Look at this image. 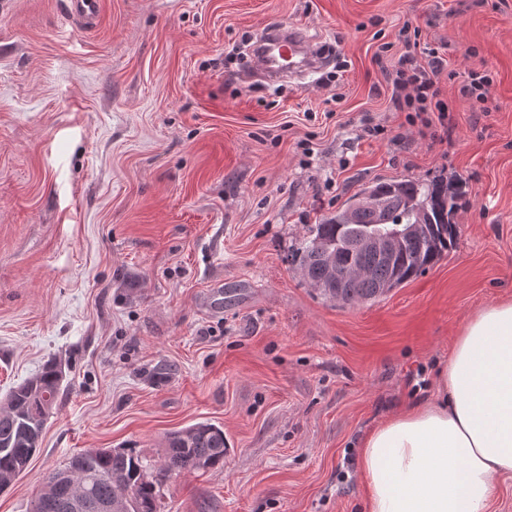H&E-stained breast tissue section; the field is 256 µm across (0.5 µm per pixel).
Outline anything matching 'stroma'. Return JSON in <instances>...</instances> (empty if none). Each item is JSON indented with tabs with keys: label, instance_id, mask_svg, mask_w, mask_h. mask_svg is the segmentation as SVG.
<instances>
[{
	"label": "stroma",
	"instance_id": "obj_1",
	"mask_svg": "<svg viewBox=\"0 0 512 512\" xmlns=\"http://www.w3.org/2000/svg\"><path fill=\"white\" fill-rule=\"evenodd\" d=\"M62 2L0 10V399L66 373L0 512L76 452L156 464L206 421L231 454L166 476L160 512H366L362 437L433 397L465 320L512 300V0H103L86 32ZM282 22L333 48L320 79L245 76L238 46ZM405 25L448 60V143L391 100ZM471 70L489 111L460 92ZM442 175L469 193L447 257L353 306L309 286L313 224Z\"/></svg>",
	"mask_w": 512,
	"mask_h": 512
}]
</instances>
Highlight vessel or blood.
I'll list each match as a JSON object with an SVG mask.
<instances>
[{"instance_id":"vessel-or-blood-1","label":"vessel or blood","mask_w":512,"mask_h":512,"mask_svg":"<svg viewBox=\"0 0 512 512\" xmlns=\"http://www.w3.org/2000/svg\"><path fill=\"white\" fill-rule=\"evenodd\" d=\"M64 19L81 30L96 28L102 14V0H64ZM322 57L298 26L288 23L261 29L250 49L253 76L268 83H279L319 71Z\"/></svg>"}]
</instances>
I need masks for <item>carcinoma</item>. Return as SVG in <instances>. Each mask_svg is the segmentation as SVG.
I'll use <instances>...</instances> for the list:
<instances>
[{"mask_svg": "<svg viewBox=\"0 0 512 512\" xmlns=\"http://www.w3.org/2000/svg\"><path fill=\"white\" fill-rule=\"evenodd\" d=\"M466 197L465 185L455 179L376 182L311 227L298 249L300 270L311 285L326 278L323 254L328 251L343 272L344 304L379 298L382 285H403L455 246L459 226L454 218ZM384 224H418L420 231L403 240L390 256L358 250L357 241L371 226ZM62 381L61 367L50 361L0 402V491L26 471L40 448ZM227 447L224 429L209 422L172 431L158 473L212 469L224 463ZM54 474L58 476L54 490L41 493L31 512H104V506L120 496L125 498L126 512H159L158 478L131 448L78 452Z\"/></svg>", "mask_w": 512, "mask_h": 512, "instance_id": "carcinoma-1", "label": "carcinoma"}]
</instances>
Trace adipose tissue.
Instances as JSON below:
<instances>
[{
  "label": "adipose tissue",
  "instance_id": "adipose-tissue-1",
  "mask_svg": "<svg viewBox=\"0 0 512 512\" xmlns=\"http://www.w3.org/2000/svg\"><path fill=\"white\" fill-rule=\"evenodd\" d=\"M367 512H489L512 477V300L456 336L438 398L396 412L362 439Z\"/></svg>",
  "mask_w": 512,
  "mask_h": 512
}]
</instances>
